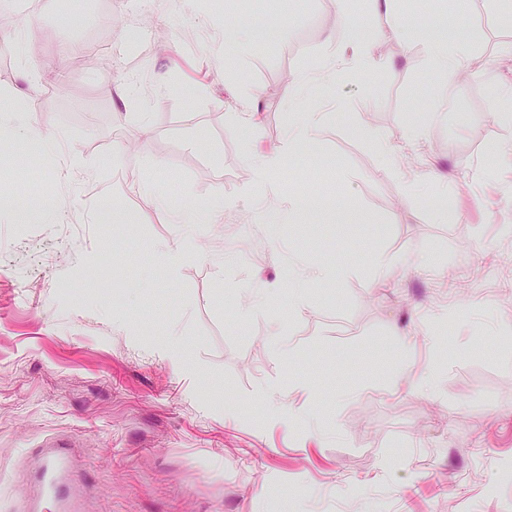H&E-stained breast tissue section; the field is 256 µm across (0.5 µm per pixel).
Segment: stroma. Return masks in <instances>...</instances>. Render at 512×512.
I'll return each mask as SVG.
<instances>
[{"instance_id": "stroma-1", "label": "stroma", "mask_w": 512, "mask_h": 512, "mask_svg": "<svg viewBox=\"0 0 512 512\" xmlns=\"http://www.w3.org/2000/svg\"><path fill=\"white\" fill-rule=\"evenodd\" d=\"M8 2L26 41L0 43V110L26 109L52 147L0 153V512L32 497L49 440L74 448L75 512H512L496 0L462 17L454 0ZM260 15L274 38L239 55L225 30ZM352 21L386 67H358L336 36ZM443 21L470 52L449 74L399 35ZM301 73L319 122L292 146ZM271 153L278 169L252 166ZM76 154L85 172L60 179ZM157 184L197 223H173ZM45 194L52 223L4 203ZM184 239L196 253L154 250ZM172 335L193 374L159 354Z\"/></svg>"}]
</instances>
